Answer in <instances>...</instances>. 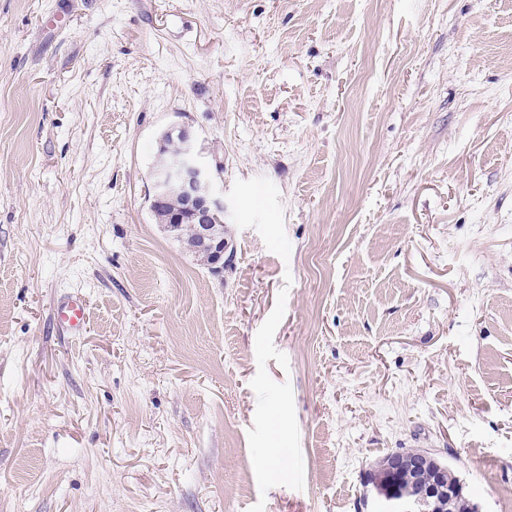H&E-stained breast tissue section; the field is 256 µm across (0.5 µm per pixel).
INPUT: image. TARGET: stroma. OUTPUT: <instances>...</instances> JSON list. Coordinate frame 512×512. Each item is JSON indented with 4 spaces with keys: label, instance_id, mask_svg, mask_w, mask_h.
<instances>
[{
    "label": "stroma",
    "instance_id": "1",
    "mask_svg": "<svg viewBox=\"0 0 512 512\" xmlns=\"http://www.w3.org/2000/svg\"><path fill=\"white\" fill-rule=\"evenodd\" d=\"M409 448L512 512V0H0V512H370ZM170 143L177 144L176 150L171 146L169 151ZM156 155L165 159L153 171L151 207H161L170 195L176 196L181 206L168 214V229L175 231L178 224L189 220L193 224L194 249L204 253L211 273L223 274L224 238L218 234L217 224H224V200L214 191L215 176L203 160L196 135L186 125L174 124L158 139ZM59 315L64 324H66L74 333H81L86 326V305L80 298H68L63 301L59 307Z\"/></svg>",
    "mask_w": 512,
    "mask_h": 512
}]
</instances>
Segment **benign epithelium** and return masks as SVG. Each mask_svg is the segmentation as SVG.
<instances>
[{"mask_svg":"<svg viewBox=\"0 0 512 512\" xmlns=\"http://www.w3.org/2000/svg\"><path fill=\"white\" fill-rule=\"evenodd\" d=\"M175 143L174 151L168 144ZM156 155L164 158L153 171L154 192L151 207L158 208L176 196L181 206L168 214V229L190 221L193 224L195 249L205 255L208 269L215 275L224 272V238L217 225L224 223V201L214 191L215 176L203 160L196 135L183 124L167 128L157 142ZM410 465L412 476L404 495L394 498L377 493L381 512H447L453 504L463 512L476 506L466 497L463 484L448 483V466L427 449L415 448L389 454L385 467L394 480Z\"/></svg>","mask_w":512,"mask_h":512,"instance_id":"7a95c632","label":"benign epithelium"}]
</instances>
